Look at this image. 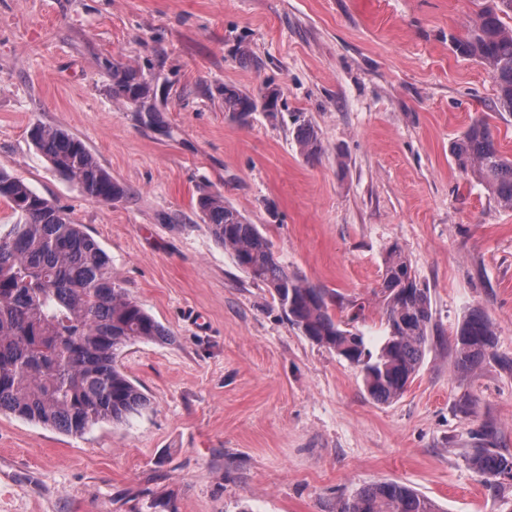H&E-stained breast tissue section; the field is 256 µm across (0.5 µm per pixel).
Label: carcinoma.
Instances as JSON below:
<instances>
[{
	"mask_svg": "<svg viewBox=\"0 0 512 512\" xmlns=\"http://www.w3.org/2000/svg\"><path fill=\"white\" fill-rule=\"evenodd\" d=\"M512 0H482L475 21L453 38L455 53L482 65L496 86V107L512 114ZM261 94L224 87V111L251 116ZM112 98L126 105L151 98L137 69L112 63ZM147 128L166 127L154 106L138 117ZM300 153L317 157V131L303 116L293 120ZM30 138L61 179L90 199L114 203L130 189L112 178L78 138L35 125ZM459 170L485 184L500 207L512 210V159L497 147L486 119L473 120L453 143ZM0 201L15 221L0 225V414L83 436L103 422L122 423L149 399L118 364L122 349L137 341L165 342L170 333L132 299L112 275V261L99 243L54 200L24 178L0 167ZM196 207L214 238L231 251L252 279L271 288L288 321L312 341L359 368L368 395L377 402L400 398L424 358L432 320L431 302L398 245L384 258L380 285L388 333L372 350L354 323L364 305L352 304L346 318L342 298L288 272L257 225L224 201L218 191H200ZM495 328L481 309L471 310L456 333L457 370L467 376L490 356ZM467 462L489 490L512 485V453L497 445L485 425ZM336 512H439L411 487L381 481L336 502Z\"/></svg>",
	"mask_w": 512,
	"mask_h": 512,
	"instance_id": "1",
	"label": "carcinoma"
}]
</instances>
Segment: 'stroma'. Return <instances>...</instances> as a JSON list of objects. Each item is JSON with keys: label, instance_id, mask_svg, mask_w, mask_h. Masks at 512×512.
Here are the masks:
<instances>
[{"label": "stroma", "instance_id": "obj_1", "mask_svg": "<svg viewBox=\"0 0 512 512\" xmlns=\"http://www.w3.org/2000/svg\"><path fill=\"white\" fill-rule=\"evenodd\" d=\"M477 0H0V167L54 199L171 334L119 364L149 399L75 437L0 414V512H332L398 481L443 512H512L465 455L491 426L512 451V210L462 174L450 146L488 114L512 157V115L457 57ZM248 58H241L239 48ZM143 70L169 132L112 98L111 60ZM281 87L291 123L224 110L223 90ZM81 139L130 196L108 204L53 175L34 124ZM256 224L307 283L362 302L380 346L386 248L430 296V341L399 399L373 400L353 365L303 336L197 211L201 188ZM481 308L494 356L456 368ZM470 396L473 413L458 402ZM293 124L295 125L296 139L301 155L306 159H314L322 151L317 131L304 116H296Z\"/></svg>", "mask_w": 512, "mask_h": 512}]
</instances>
